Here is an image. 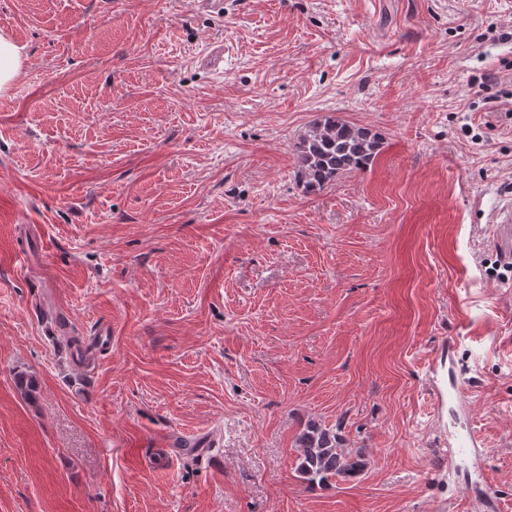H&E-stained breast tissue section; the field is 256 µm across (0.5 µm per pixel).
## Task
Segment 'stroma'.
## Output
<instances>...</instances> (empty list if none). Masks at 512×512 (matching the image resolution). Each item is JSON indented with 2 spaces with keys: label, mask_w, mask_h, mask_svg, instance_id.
Returning a JSON list of instances; mask_svg holds the SVG:
<instances>
[{
  "label": "stroma",
  "mask_w": 512,
  "mask_h": 512,
  "mask_svg": "<svg viewBox=\"0 0 512 512\" xmlns=\"http://www.w3.org/2000/svg\"><path fill=\"white\" fill-rule=\"evenodd\" d=\"M223 3L0 0V512H512V0ZM324 116L381 150L307 194ZM309 423L359 478L303 483ZM21 68L18 47L7 37L0 35V91L6 89ZM491 222L496 254L503 263H512V202L501 207ZM450 452L456 455H468L473 458V464L478 467V461L481 455L482 443L479 437L469 431L466 435L457 437L453 443H449ZM168 445L175 448V456H194L201 460H210L212 449L211 438L206 435H198L194 440L186 439V443L182 444L176 440H168Z\"/></svg>",
  "instance_id": "1"
}]
</instances>
